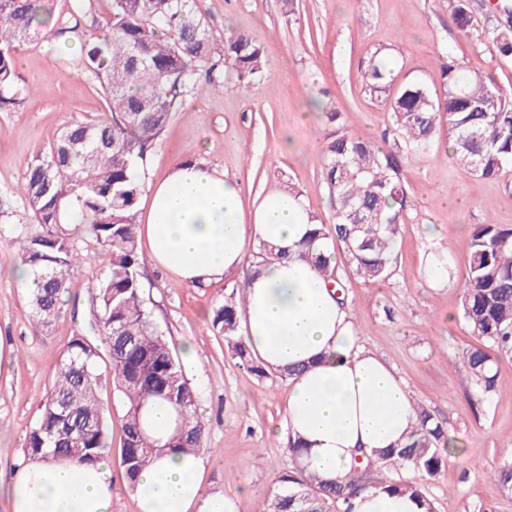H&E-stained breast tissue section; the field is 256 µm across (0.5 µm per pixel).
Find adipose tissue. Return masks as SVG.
I'll use <instances>...</instances> for the list:
<instances>
[{
    "label": "adipose tissue",
    "instance_id": "ef3b65f1",
    "mask_svg": "<svg viewBox=\"0 0 512 512\" xmlns=\"http://www.w3.org/2000/svg\"><path fill=\"white\" fill-rule=\"evenodd\" d=\"M149 259L188 285L246 270L242 313L249 344L289 377L288 427L305 445L303 461L327 481L343 480L357 449L406 441L415 422L410 395L393 371L358 344L349 314L298 245L313 228L308 201L281 190L245 212L241 189L222 170L186 159L152 182L145 197ZM288 252L245 268L252 241ZM203 460L165 455L140 475L139 512H236L232 497L204 493ZM4 495L10 512H112L106 464L39 458Z\"/></svg>",
    "mask_w": 512,
    "mask_h": 512
}]
</instances>
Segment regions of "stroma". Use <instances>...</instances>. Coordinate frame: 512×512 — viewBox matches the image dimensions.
<instances>
[{
  "label": "stroma",
  "instance_id": "35a3bbf8",
  "mask_svg": "<svg viewBox=\"0 0 512 512\" xmlns=\"http://www.w3.org/2000/svg\"><path fill=\"white\" fill-rule=\"evenodd\" d=\"M512 0H468L473 20L461 37L451 0H204L215 41L229 31L260 42L263 78L250 94L236 79H218L174 112L147 164V180L162 178L185 157L224 170L243 191L245 209L287 185L311 205L317 222L331 224L334 208L322 170L326 120L306 119L318 88L330 90L348 128L383 140L390 114L359 81L361 66L376 51L393 61L394 86L419 80L440 83L439 64L451 55L466 69L490 74L512 89V54L486 33L504 21ZM17 69L34 93L23 108L0 112V483L15 479L28 461L26 435L71 336L97 338L94 284L104 272V248L76 232L82 271L52 328L31 315L27 293L11 278L17 264L16 232H40L17 192L29 163L45 156L52 133L65 123L108 119L93 75L78 54L53 45L26 44L14 51ZM290 150H283L282 136ZM409 208L400 226L389 278L379 284L345 279V302L359 344L389 366L415 404L443 420L468 448L448 460L426 489L435 512H512V493L490 489L484 474L512 452V356L497 363L495 388L483 396L460 364L474 338L460 315L467 242L477 224L512 226V175L480 179L451 159L438 140L403 168ZM145 294L175 348L193 344L198 360L185 374L199 398L205 425V489L237 493V512H266L275 478L294 466L288 446V381L257 378L239 367L213 329L210 313L244 272L191 286L153 264L143 268Z\"/></svg>",
  "mask_w": 512,
  "mask_h": 512
}]
</instances>
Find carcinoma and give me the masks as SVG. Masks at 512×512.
<instances>
[{"label":"carcinoma","mask_w":512,"mask_h":512,"mask_svg":"<svg viewBox=\"0 0 512 512\" xmlns=\"http://www.w3.org/2000/svg\"><path fill=\"white\" fill-rule=\"evenodd\" d=\"M0 0V111L26 103L29 88L20 77L13 50L18 44L67 40L79 35L84 0ZM102 33L83 36L84 69L94 75L112 119L69 122L50 137L48 154L30 164L21 193L41 233L21 228L19 264L29 266L36 288L27 293L31 314L53 327L69 299L81 261L75 253L68 216H74L109 255L97 280L96 324L105 350L85 336L72 337L58 363L56 380L41 402L27 433L31 458H66L95 464L112 458V410L99 391L112 384L121 408L120 477L129 490L154 459L167 454L195 455L203 450L204 425L195 390L183 365L147 305L139 248V203L147 159L173 112L215 81L214 68L202 63L214 54L224 73L250 88L261 80L264 49L249 35L229 32L217 47L200 0H107ZM463 36L471 19L466 0H453ZM501 51L512 53V14L496 31ZM361 82L383 99L392 120L393 143L383 146L349 132L341 112L321 106L332 132L322 154L323 176L336 202L333 223L317 224L299 256L312 262L334 287H341L339 266L313 253L318 239L339 242L353 275L375 284L390 275L399 225L408 206L403 163L421 156L448 132L455 162L481 178L512 173V93L490 75L467 73L448 56L441 83L419 81L392 86L385 54L374 53L360 71ZM468 269L459 314L478 344L464 349L461 361L485 395L495 387V366L512 355V227L480 224L468 243ZM245 296L236 290L212 310V326L224 337L228 353L258 378L291 375L274 371L249 347L241 331ZM174 414L171 432L160 437L149 425L154 404ZM417 422L407 443L368 455L353 465L342 483L328 482L303 464L304 447L291 438L288 451L296 465L280 474L271 491L269 512H351L352 500L367 490L409 495L434 512L423 482L438 479L446 460L443 423L416 406ZM414 473L420 480H410ZM490 488L512 493V459L492 470Z\"/></svg>","instance_id":"1"}]
</instances>
